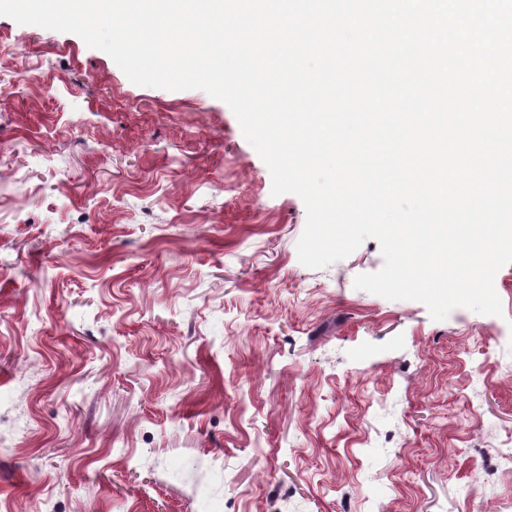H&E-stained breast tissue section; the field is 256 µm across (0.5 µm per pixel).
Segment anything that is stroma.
I'll list each match as a JSON object with an SVG mask.
<instances>
[{"label":"stroma","mask_w":512,"mask_h":512,"mask_svg":"<svg viewBox=\"0 0 512 512\" xmlns=\"http://www.w3.org/2000/svg\"><path fill=\"white\" fill-rule=\"evenodd\" d=\"M223 101L0 16V512H512L501 315L311 269Z\"/></svg>","instance_id":"stroma-1"}]
</instances>
